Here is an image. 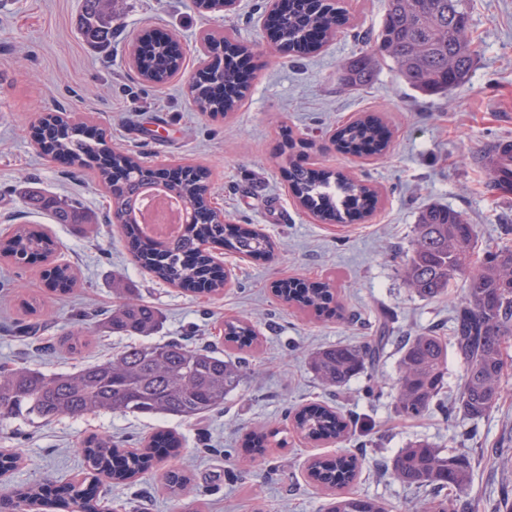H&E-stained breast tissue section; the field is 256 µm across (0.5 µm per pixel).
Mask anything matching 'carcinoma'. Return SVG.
Listing matches in <instances>:
<instances>
[{
  "instance_id": "carcinoma-1",
  "label": "carcinoma",
  "mask_w": 512,
  "mask_h": 512,
  "mask_svg": "<svg viewBox=\"0 0 512 512\" xmlns=\"http://www.w3.org/2000/svg\"><path fill=\"white\" fill-rule=\"evenodd\" d=\"M83 30L94 41L105 26L120 15V0H84ZM343 8L319 4L303 9L288 0V18L282 30L288 37V54L311 50L310 32L320 39L336 34L344 23ZM376 49L363 52L346 67L349 86L368 83L374 75V59H390L393 69L411 89L424 95H446L469 73L476 51L469 36L467 0H386L380 29L374 36ZM243 47L224 39V98L208 75L198 76L189 86L193 102L201 111L230 112L243 97L236 87L232 57ZM170 63L164 46L141 58L144 73L162 74ZM42 152L70 158L72 166L91 169L99 185L112 200V217L126 216L133 196L149 179V171L138 156L108 145L103 131L84 122L46 123L41 128ZM337 145L352 154L384 150L378 118L363 116L342 125ZM128 169L126 182L112 187V169ZM288 180L300 203L327 224L344 222L352 212L369 213L375 190L363 180L329 169L314 170L300 164L288 169ZM176 193L195 205L204 220L185 225L181 234L159 248L141 245L138 224H125L126 237L138 263L155 278L192 293H219L224 276L214 268L206 242L218 244L231 254L261 258L270 255L275 244L250 224H212L208 173L193 168L176 186ZM29 205L52 214L59 224H84L86 217L76 202L31 193ZM476 225L447 207L426 209L415 224L412 249L404 264V280L419 297L436 300L448 294L455 277L469 271L466 295L458 309L454 346L467 364L454 411L479 418L494 408L501 396L504 372L503 350L512 340V249L489 252L483 261L469 265L477 241ZM56 242L41 228L19 224L0 239V255L17 264L34 255L48 259ZM53 274L60 291L75 283L68 265H56ZM288 302L316 314L331 309L334 292L330 284L298 278L276 288ZM159 326L157 311L133 298L113 309L106 328L119 334L149 336ZM255 332L239 319L224 322V339L242 347L252 344ZM385 337L375 336L363 345L340 344L310 356V365L321 382L340 386L361 374L373 362ZM448 343L429 331L408 338L401 347L395 406L406 418L423 416L445 384ZM242 381L241 368L219 354L182 341H143L125 347L112 358L91 363L67 373L46 374L28 366H0V420L27 417L37 422L73 418L88 414L123 412L145 416L192 420L224 407V398ZM294 428L312 442L341 443L349 436L348 425L338 412L311 403L294 415ZM178 436L169 432L155 435L136 452H122L107 434H96L82 443L89 475H104L126 482L146 471L159 450L175 452ZM392 475L407 487H432L462 491L471 480L472 464L464 453L444 454L426 442H414L401 449L387 464ZM358 464L352 456L316 459L310 476L320 486L337 490L353 483ZM166 482L175 498L186 494L187 480L176 471ZM41 500L66 507L73 503L79 512H99V505L80 483L43 484L14 492L0 509L24 512ZM325 512H387L379 500L361 494H336ZM420 512H466V503L442 498L419 507Z\"/></svg>"
}]
</instances>
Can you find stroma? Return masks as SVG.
Segmentation results:
<instances>
[{
    "label": "stroma",
    "instance_id": "1",
    "mask_svg": "<svg viewBox=\"0 0 512 512\" xmlns=\"http://www.w3.org/2000/svg\"><path fill=\"white\" fill-rule=\"evenodd\" d=\"M350 20L336 37L309 54L283 57L265 17L266 0H238L230 12L197 9L194 0H123L105 46L89 44L80 32L82 0H0V234L14 224H39L59 243L57 262L71 265L78 281L67 293L47 288L44 264L15 266L0 259V363L65 373L112 357L134 337L96 325L98 316L122 303L115 284L154 307L160 325L155 342L186 340L213 346L239 362L243 379L221 410L197 420L105 413L32 424L0 422V454L18 457L15 470L0 477V498L18 486L84 480L83 439L106 433L121 449H141L160 429L176 433L177 456L153 460L132 482H91L101 506L124 512H180L165 476L189 478L188 503L195 512H321L328 494L314 484L308 465L316 457L352 454L361 470L353 492L384 502L391 512H411L431 498L410 489L386 464L401 449L424 441L447 452L465 451L473 476L463 492L469 512H491L512 494V347L501 380L502 397L483 417L449 415L466 365L448 354L443 392L431 410L406 419L395 410V381L406 337L433 331L453 337L456 310L466 294L458 275L447 297L427 301L403 280V266L420 212L448 206L475 224L476 258L486 249L512 246V201L491 189L492 176L479 169L476 149L512 133V0H469L470 30L480 52L464 83L445 97H424L379 60L363 87L343 82L344 66L366 49L381 26L385 0H342ZM171 35L183 74L157 87L129 66L133 40ZM246 46L254 67L249 89L233 112L198 111L188 85L196 75L205 40ZM68 112L105 131L112 147L144 157L156 168L191 164L208 169L211 195L235 224H251L277 245L273 255H223L228 279L222 293L194 295L157 280L129 253L119 225L104 223L109 197L80 172L40 153L34 144L45 113ZM378 117L388 145L382 152L354 156L333 135L346 121ZM339 170L368 181L377 203L370 216L323 224L296 199L288 182L290 162ZM40 191L80 203L88 225L56 224L29 212L27 195ZM330 282L338 314L317 317L285 302L278 282L294 276ZM40 299L47 326L25 334ZM248 321L257 331L252 346L226 342L224 320ZM89 327L80 354L65 343L67 332ZM389 339L375 366L384 385L366 390V375L336 388L323 385L309 354L336 344L361 343L377 326ZM319 403L352 423L347 441L314 444L292 425L300 407ZM274 434L264 450L248 445L255 429Z\"/></svg>",
    "mask_w": 512,
    "mask_h": 512
}]
</instances>
